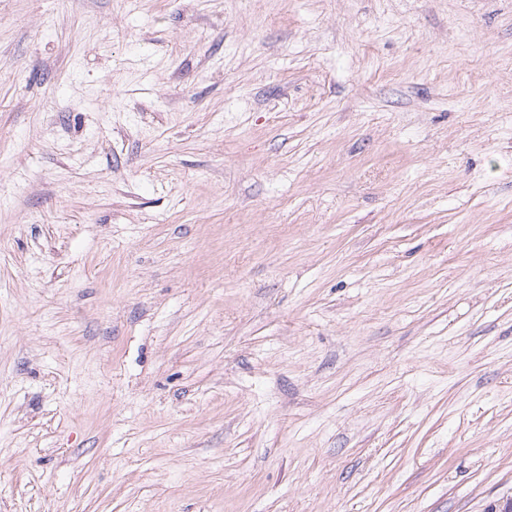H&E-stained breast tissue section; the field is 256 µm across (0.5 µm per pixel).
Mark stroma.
Instances as JSON below:
<instances>
[{
    "mask_svg": "<svg viewBox=\"0 0 512 512\" xmlns=\"http://www.w3.org/2000/svg\"><path fill=\"white\" fill-rule=\"evenodd\" d=\"M512 497V0H0V512Z\"/></svg>",
    "mask_w": 512,
    "mask_h": 512,
    "instance_id": "35a3bbf8",
    "label": "stroma"
}]
</instances>
